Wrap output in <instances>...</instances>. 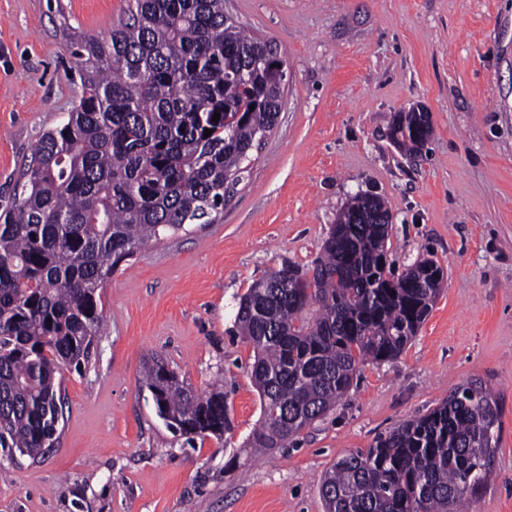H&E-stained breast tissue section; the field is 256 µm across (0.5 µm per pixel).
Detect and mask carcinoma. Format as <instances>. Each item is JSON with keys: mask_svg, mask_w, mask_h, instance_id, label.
I'll use <instances>...</instances> for the list:
<instances>
[{"mask_svg": "<svg viewBox=\"0 0 512 512\" xmlns=\"http://www.w3.org/2000/svg\"><path fill=\"white\" fill-rule=\"evenodd\" d=\"M267 46L224 13V0H135L109 36L79 42L81 94L43 133L0 214V448L27 456L59 443L61 373L91 361L104 326L99 290L115 267L224 209V191L281 110L284 78ZM432 132L414 110L394 115V141L409 154ZM389 220L381 198L354 196L311 268L284 265L241 297L235 324L253 346L261 405L249 447L294 444L362 366L398 356L428 317L443 268L425 258L396 273ZM158 361L142 370L157 414L190 445L224 435L223 388L199 393ZM501 431L492 392L477 380L460 386L337 459L321 477L326 512H470Z\"/></svg>", "mask_w": 512, "mask_h": 512, "instance_id": "1", "label": "carcinoma"}]
</instances>
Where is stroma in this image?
Returning a JSON list of instances; mask_svg holds the SVG:
<instances>
[{"instance_id":"1","label":"stroma","mask_w":512,"mask_h":512,"mask_svg":"<svg viewBox=\"0 0 512 512\" xmlns=\"http://www.w3.org/2000/svg\"><path fill=\"white\" fill-rule=\"evenodd\" d=\"M133 0H0V213L41 135L80 92L77 41L125 22ZM287 61L273 130L212 224H189L118 264L101 292L96 358L62 372L60 441L39 459L0 451V512H324L336 459L484 382L502 405L495 469L475 512H512V0H224ZM424 107L433 135L394 143ZM358 194L390 211L397 269L425 258L445 282L397 357L362 367L294 446L256 455L261 417L237 336L253 282L312 267ZM161 354L197 391L223 379L231 429L187 444L141 383ZM420 113V114H419ZM422 112H398L393 118V136L397 147L409 154L418 152L432 135L433 126L429 112L424 122Z\"/></svg>"}]
</instances>
